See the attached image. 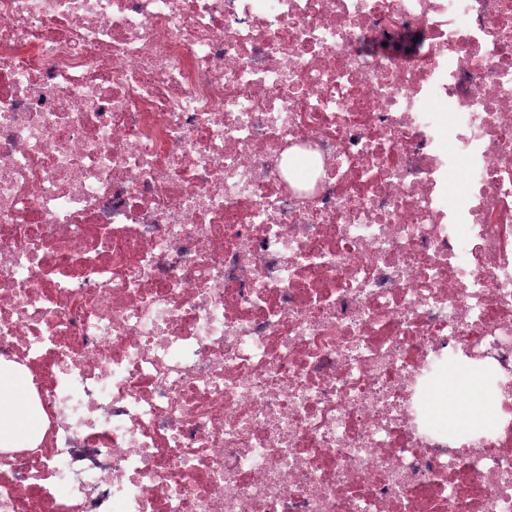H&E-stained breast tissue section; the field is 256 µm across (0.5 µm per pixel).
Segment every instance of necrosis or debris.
Wrapping results in <instances>:
<instances>
[{
    "mask_svg": "<svg viewBox=\"0 0 512 512\" xmlns=\"http://www.w3.org/2000/svg\"><path fill=\"white\" fill-rule=\"evenodd\" d=\"M0 371V512H512V0H0ZM484 377L481 366L453 364L443 379L445 388L431 401L432 420H447L455 435L493 429L501 394ZM40 426L38 418L30 415L23 396V381L15 375L0 373V435L7 440L25 438Z\"/></svg>",
    "mask_w": 512,
    "mask_h": 512,
    "instance_id": "4bbe7bcc",
    "label": "necrosis or debris"
}]
</instances>
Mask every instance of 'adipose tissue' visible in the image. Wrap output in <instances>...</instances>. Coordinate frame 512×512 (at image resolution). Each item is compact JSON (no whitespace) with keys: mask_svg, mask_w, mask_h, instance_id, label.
<instances>
[{"mask_svg":"<svg viewBox=\"0 0 512 512\" xmlns=\"http://www.w3.org/2000/svg\"><path fill=\"white\" fill-rule=\"evenodd\" d=\"M443 385V390L431 402L433 421L447 422L456 434L495 427L501 394L487 383L481 366L454 364L444 377ZM39 426V419L30 415L26 408L22 380L0 373V435L23 438Z\"/></svg>","mask_w":512,"mask_h":512,"instance_id":"adipose-tissue-1","label":"adipose tissue"}]
</instances>
